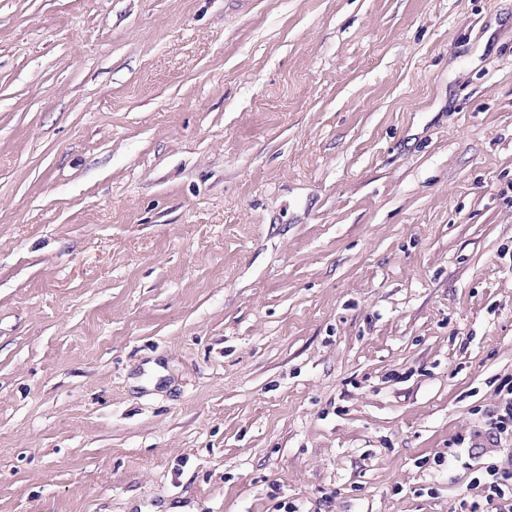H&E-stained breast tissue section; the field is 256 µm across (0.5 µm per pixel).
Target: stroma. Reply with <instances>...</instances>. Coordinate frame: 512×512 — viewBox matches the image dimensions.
<instances>
[{
	"instance_id": "obj_1",
	"label": "stroma",
	"mask_w": 512,
	"mask_h": 512,
	"mask_svg": "<svg viewBox=\"0 0 512 512\" xmlns=\"http://www.w3.org/2000/svg\"><path fill=\"white\" fill-rule=\"evenodd\" d=\"M512 0H0V512H490Z\"/></svg>"
}]
</instances>
